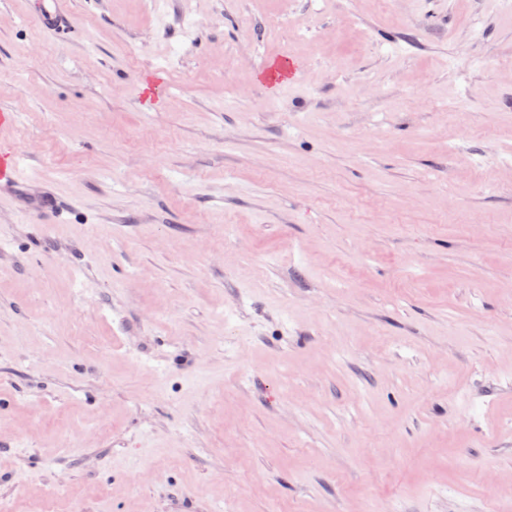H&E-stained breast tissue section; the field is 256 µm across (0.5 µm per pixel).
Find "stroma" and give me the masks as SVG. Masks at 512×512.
I'll return each mask as SVG.
<instances>
[{
	"label": "stroma",
	"mask_w": 512,
	"mask_h": 512,
	"mask_svg": "<svg viewBox=\"0 0 512 512\" xmlns=\"http://www.w3.org/2000/svg\"><path fill=\"white\" fill-rule=\"evenodd\" d=\"M0 0L11 512H512V0ZM64 10L62 0H39L36 13L45 28L55 31L59 29L61 20L65 17Z\"/></svg>",
	"instance_id": "obj_1"
}]
</instances>
